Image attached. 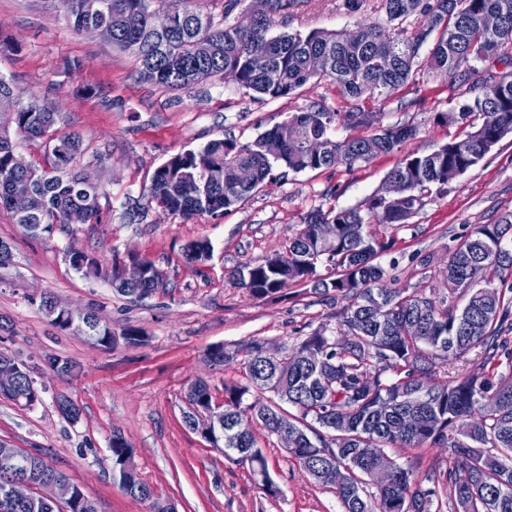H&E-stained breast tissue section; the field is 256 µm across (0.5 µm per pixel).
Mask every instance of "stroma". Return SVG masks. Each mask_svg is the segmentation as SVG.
Here are the masks:
<instances>
[{
  "label": "stroma",
  "mask_w": 512,
  "mask_h": 512,
  "mask_svg": "<svg viewBox=\"0 0 512 512\" xmlns=\"http://www.w3.org/2000/svg\"><path fill=\"white\" fill-rule=\"evenodd\" d=\"M383 17L380 0H364L356 12L344 0H295L281 28L349 32ZM1 40L15 49L0 53V75L23 97L60 112L52 134L79 139L78 166L94 174L103 210L98 223L65 224L51 236L33 238L0 209V241L12 251L11 262L0 267V353L32 366L41 392L30 407L0 396V441L40 450L98 512H150L149 503L130 498L119 485L110 449L116 430L133 449L141 481L175 512H342L335 489L317 485L276 436L260 429L257 442L281 490L267 496L248 465L225 458L185 427V391L201 378L220 402L225 385L242 380L240 359L208 362L215 345L237 350L261 341L278 348L320 328L340 336L342 300L308 285L257 298L239 285L235 270L282 250L312 208H355L384 194L386 176L402 153L432 152L456 134L438 115L467 98L470 80L460 74L451 81L425 68L398 90L365 101L344 97L325 78L279 99L219 76L175 90L141 80L133 55L99 35L76 32L48 0H0ZM307 108L372 112L374 130L409 125L417 135L401 152L350 169L286 173L218 216L187 218L149 205L151 177L173 155L224 137L251 142ZM507 212L512 134L447 189L425 193L408 224L393 230L395 243L379 262L399 286L442 296L449 251L472 225L496 222ZM197 239L211 246L210 259L200 265L184 257L186 244ZM72 248L98 255L107 266L128 264L134 254L150 259L169 286L143 299L122 296L107 280L77 272L69 262ZM45 295L97 312L117 332L114 345L102 347L53 326L40 308ZM124 329L139 332L142 343L120 339ZM50 357L74 362V376L60 380L45 364ZM61 393L80 406L78 420L59 412Z\"/></svg>",
  "instance_id": "35a3bbf8"
}]
</instances>
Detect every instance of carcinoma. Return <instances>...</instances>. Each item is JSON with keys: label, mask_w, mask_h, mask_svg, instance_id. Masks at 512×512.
Returning a JSON list of instances; mask_svg holds the SVG:
<instances>
[{"label": "carcinoma", "mask_w": 512, "mask_h": 512, "mask_svg": "<svg viewBox=\"0 0 512 512\" xmlns=\"http://www.w3.org/2000/svg\"><path fill=\"white\" fill-rule=\"evenodd\" d=\"M147 0H54L78 31L112 21V10L128 23L112 45L132 54L140 77L173 89H190L226 69L238 73V84L270 98L286 97L317 78L332 79L351 99L382 96L414 78L425 65L453 78L474 60L494 56L512 44V0H381L389 23L416 12L427 16L416 33L401 28L363 24L348 39L324 29L271 34L292 0H276L275 13L259 21L246 19L218 26L195 0H180L172 28L152 29ZM485 12L499 15L493 31L479 26ZM209 36L219 52L202 61L195 43ZM433 39L427 57L422 45ZM321 55L328 69H308V58ZM268 68L280 80L269 84ZM17 106L15 130L29 140L42 139L56 124L58 112L48 103L22 101L14 85L0 77V105ZM337 114L320 109L294 113L255 140L240 144L231 138L211 141L200 150H186L159 166L148 187L149 202L168 206L185 217L218 214L236 205L279 169L293 173L348 168L393 153L416 136L412 126L337 139L331 134ZM441 120L469 130L429 154L410 153L388 176L403 181L410 197L371 199L359 208L308 211L295 237L283 250L238 271L239 284L257 298L290 284H312L314 290L344 301L336 340L316 330L283 350L277 362L263 357V343L246 348L244 380L224 385V447L243 448L246 462L271 497L280 489L270 476L269 461L257 444L254 429L275 435L286 428L296 437L288 454L316 482L336 489L343 512H512V285L503 273L512 271V212L494 224H476L449 253L448 296L435 300L407 288H391L388 273L375 263L393 241L377 228L408 223L417 211L415 198L435 187L444 189L474 167L506 134L512 132V73L491 84ZM273 138L281 153L268 155L263 142ZM322 141L319 155L305 151L301 140ZM14 141L0 130V209H10L9 187L14 173L9 160ZM81 144L64 136L48 148L42 166L25 174L32 185L28 213L14 215L33 237L51 234L57 224H90L102 211L101 192L94 177L75 169ZM231 166L237 180L228 184L222 171ZM197 180L201 194L178 193L180 183ZM185 257L210 258L205 241L188 245ZM148 278L137 289H117L123 296L143 298L167 287L163 273L149 260ZM473 263L485 267L482 286L468 281ZM462 292L459 307L448 297ZM473 350L481 357L480 371L447 384L432 377ZM192 399L201 407L214 404L209 385L193 384ZM273 393L277 400H266ZM409 427H400L401 419ZM448 449L451 470L431 467L425 474L400 465L388 448ZM114 468L123 492L146 500L149 485L129 472L133 450L111 442ZM375 491H369V488Z\"/></svg>", "instance_id": "cac0c4a2"}]
</instances>
